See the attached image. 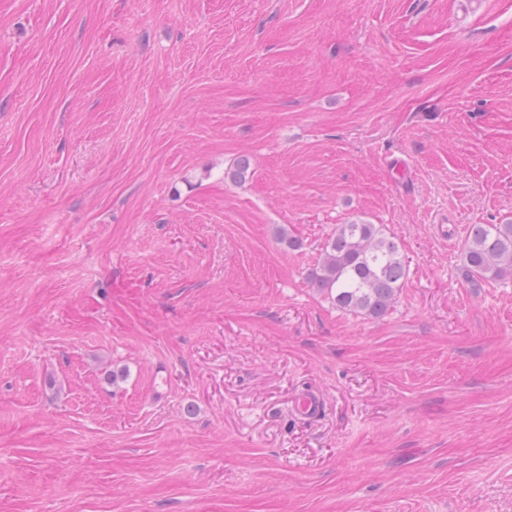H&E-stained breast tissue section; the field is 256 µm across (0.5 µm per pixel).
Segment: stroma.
Wrapping results in <instances>:
<instances>
[{
  "label": "stroma",
  "mask_w": 512,
  "mask_h": 512,
  "mask_svg": "<svg viewBox=\"0 0 512 512\" xmlns=\"http://www.w3.org/2000/svg\"><path fill=\"white\" fill-rule=\"evenodd\" d=\"M507 222L512 0H0V512H512ZM406 274L399 244L382 225L361 222L336 227L307 279L331 295L338 308L380 318L396 302ZM461 258L472 282L512 279V222L470 225ZM295 409L302 418L315 420L325 411V403L320 394L304 390L296 396Z\"/></svg>",
  "instance_id": "1"
}]
</instances>
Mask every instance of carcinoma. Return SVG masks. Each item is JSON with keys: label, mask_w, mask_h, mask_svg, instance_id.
Returning <instances> with one entry per match:
<instances>
[{"label": "carcinoma", "mask_w": 512, "mask_h": 512, "mask_svg": "<svg viewBox=\"0 0 512 512\" xmlns=\"http://www.w3.org/2000/svg\"><path fill=\"white\" fill-rule=\"evenodd\" d=\"M461 258L473 282L512 279V222L470 225ZM406 274L399 244L382 225L362 222L336 227L307 279L331 295L338 308L380 318L396 302Z\"/></svg>", "instance_id": "cac0c4a2"}]
</instances>
